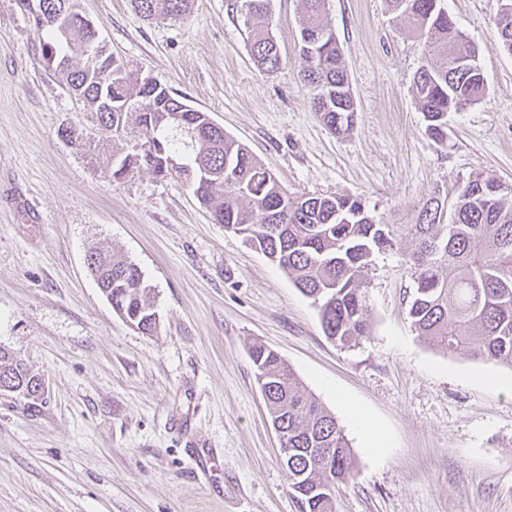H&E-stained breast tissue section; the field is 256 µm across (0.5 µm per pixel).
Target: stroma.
<instances>
[{
  "mask_svg": "<svg viewBox=\"0 0 512 512\" xmlns=\"http://www.w3.org/2000/svg\"><path fill=\"white\" fill-rule=\"evenodd\" d=\"M135 77H152L243 142L288 191L362 198L398 237L364 269L367 335L329 340L310 299L176 178L115 180L124 149L49 66L17 0H0V347L42 377L39 407L0 396V512H299L249 356L275 350L343 427L356 463L336 512H512V366L442 353L407 315L406 225L479 174L512 185V56L498 0H444L479 49L484 99L438 143L414 93L418 41L387 0H327L356 112L331 133L300 81L301 0H269L282 67L254 63L234 0L147 21L128 0H78ZM83 128L85 145L61 139ZM108 244L136 263L159 314L146 335L87 268ZM377 423L372 445L346 403ZM210 457L200 473L193 458ZM494 25L497 32L496 47L500 51L512 55V11L511 13L499 11Z\"/></svg>",
  "mask_w": 512,
  "mask_h": 512,
  "instance_id": "stroma-1",
  "label": "stroma"
}]
</instances>
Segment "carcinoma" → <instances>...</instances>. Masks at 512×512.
<instances>
[{"label":"carcinoma","mask_w":512,"mask_h":512,"mask_svg":"<svg viewBox=\"0 0 512 512\" xmlns=\"http://www.w3.org/2000/svg\"><path fill=\"white\" fill-rule=\"evenodd\" d=\"M32 20L48 47L47 61L75 99L96 116L112 138L134 137L132 151L102 161L118 180L146 168L158 177L176 176L207 207L213 223L241 235L281 269L317 307L324 334L345 344L368 332V306L360 277L374 250L394 246L388 225L350 196L290 194L242 143L209 125V115L147 77L133 79L118 59L112 72L92 59L106 52L97 30L76 0H32ZM301 52L307 62L301 81L313 90L311 105L324 124L341 134L355 112L350 81L332 30L323 20L326 0H302ZM392 10L422 43L425 64L413 80L428 132L447 139L450 112H461L486 95L484 76L468 58L477 47L456 28L443 0H389ZM251 23L250 52L267 72L280 69L278 43L265 26L268 0H236ZM147 20L177 19L190 0H130ZM496 47L512 55V12L498 13ZM492 175L469 180L455 208L430 199L418 223L406 227L416 241L411 275V323L434 348L470 352L512 365V190ZM100 289L110 291L112 309L145 334H153V301L140 268L102 246L86 256ZM250 357L272 424L288 436V486L300 512H335L324 481H347L354 457L336 418L310 393L274 350L252 347ZM19 377L23 361L0 349V370Z\"/></svg>","instance_id":"1"}]
</instances>
